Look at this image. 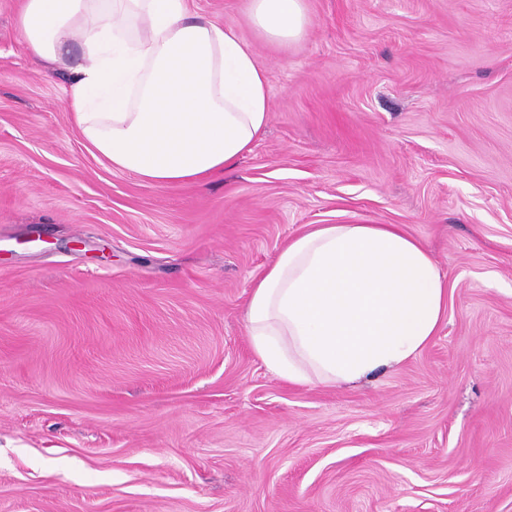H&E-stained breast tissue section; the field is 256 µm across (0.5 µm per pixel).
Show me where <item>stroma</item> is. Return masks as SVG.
Segmentation results:
<instances>
[{
    "instance_id": "stroma-1",
    "label": "stroma",
    "mask_w": 512,
    "mask_h": 512,
    "mask_svg": "<svg viewBox=\"0 0 512 512\" xmlns=\"http://www.w3.org/2000/svg\"><path fill=\"white\" fill-rule=\"evenodd\" d=\"M253 150L151 185L93 156L0 0V512H512V0H306ZM313 224H396L448 310L356 385L268 371L250 284Z\"/></svg>"
}]
</instances>
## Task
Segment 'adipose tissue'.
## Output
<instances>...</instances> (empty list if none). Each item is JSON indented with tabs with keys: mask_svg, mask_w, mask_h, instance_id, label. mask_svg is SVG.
<instances>
[{
	"mask_svg": "<svg viewBox=\"0 0 512 512\" xmlns=\"http://www.w3.org/2000/svg\"><path fill=\"white\" fill-rule=\"evenodd\" d=\"M263 40L288 46L305 0H248ZM34 72L70 67L69 109L94 156L150 184L200 182L252 151L269 121L268 78L232 23L187 0H23ZM448 283L394 224H316L251 287L250 346L291 384H352L398 368L436 336Z\"/></svg>",
	"mask_w": 512,
	"mask_h": 512,
	"instance_id": "obj_1",
	"label": "adipose tissue"
}]
</instances>
